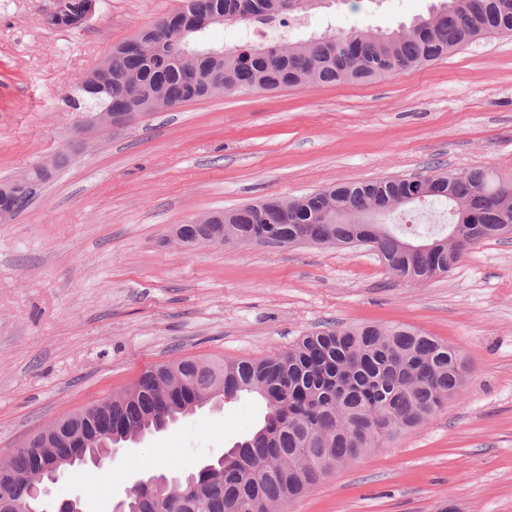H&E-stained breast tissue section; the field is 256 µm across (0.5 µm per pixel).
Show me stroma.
I'll list each match as a JSON object with an SVG mask.
<instances>
[{
  "label": "stroma",
  "instance_id": "stroma-1",
  "mask_svg": "<svg viewBox=\"0 0 512 512\" xmlns=\"http://www.w3.org/2000/svg\"><path fill=\"white\" fill-rule=\"evenodd\" d=\"M437 0H329L290 34L396 27ZM53 0H0V183L66 163L0 223V461L54 420L147 368L185 357L263 359L333 325H410L456 346L471 375L429 422L336 470L287 512H512V238L449 273L393 276L365 246L208 245L172 230L198 214L339 181L485 167L512 183V35L367 83L216 95L74 140L66 99L112 47L182 0H99L48 28ZM244 396L125 444L106 472L49 487L111 512L136 475L189 471L263 424Z\"/></svg>",
  "mask_w": 512,
  "mask_h": 512
}]
</instances>
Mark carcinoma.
I'll use <instances>...</instances> for the list:
<instances>
[{
    "label": "carcinoma",
    "mask_w": 512,
    "mask_h": 512,
    "mask_svg": "<svg viewBox=\"0 0 512 512\" xmlns=\"http://www.w3.org/2000/svg\"><path fill=\"white\" fill-rule=\"evenodd\" d=\"M292 13L289 0H185L177 14L144 29L146 53L113 46L108 74L92 80L103 88L75 91L67 104L92 108L89 117L106 108L145 113L166 101L186 104L222 93L367 82L418 70L488 36L512 35V0H439L429 16L407 27L328 28L304 40L285 31L270 45H214L197 22L217 14L226 24L269 26ZM414 194L448 204V223L436 228L450 245L408 252L404 244L416 231L405 224L349 223L372 202L396 214ZM281 205L270 198L217 211L213 231L246 240L265 219L276 225L275 245L295 244L305 234L315 244L369 246L392 274L412 281L448 273L474 246L512 234V187L484 168L340 183L291 200L294 214L286 224L278 219ZM469 378V364L453 345L409 326L357 324L308 334L261 360L184 358L150 367L130 388L72 413L73 430L93 431L109 419L112 434L101 433L95 445L113 448L164 430L214 399L252 395L266 406L263 426L194 472L199 493L137 494L129 512H272L381 441L430 421L465 391ZM11 467L37 475L38 448L25 444Z\"/></svg>",
    "instance_id": "1"
}]
</instances>
